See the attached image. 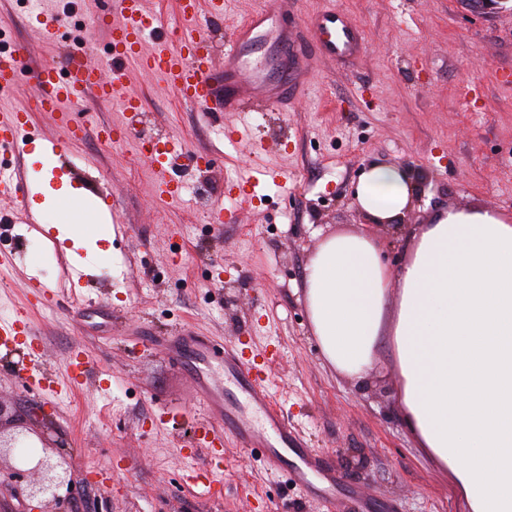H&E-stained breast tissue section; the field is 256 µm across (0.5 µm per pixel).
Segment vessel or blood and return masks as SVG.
I'll return each instance as SVG.
<instances>
[{
	"label": "vessel or blood",
	"mask_w": 512,
	"mask_h": 512,
	"mask_svg": "<svg viewBox=\"0 0 512 512\" xmlns=\"http://www.w3.org/2000/svg\"><path fill=\"white\" fill-rule=\"evenodd\" d=\"M37 7L31 21L43 43L56 44L64 15L57 0H35ZM281 0L250 13L238 24L224 48V68L215 70L208 51V31L203 15L215 19L224 16V0H178L180 33L176 42L157 35L162 26L159 16L145 10L143 0H112L109 9L96 18V25L106 33L111 48V77H104L88 60L84 42L70 46L66 79H58L53 64L31 65L26 43H13L0 51V95L15 91L22 83L34 85L36 94L28 108L11 110L0 116V154L23 153L30 138L29 115L50 113L66 140L80 139L93 133L108 144H121L137 138L134 119L143 110L138 95L122 92L123 69L135 63L140 70L157 75L183 103L204 112H246L253 104L277 111L298 98L310 82L314 63L328 58L344 65H356L366 52L361 28L343 10L325 8L313 15L306 25L288 21L271 28L275 14L283 13ZM265 44L274 64L263 67L253 62L257 44ZM117 102L122 119L89 127L74 122L76 108L91 109L101 103ZM195 153L176 140L150 156L153 173L152 191L161 198L179 200L183 188L168 173L179 162H194ZM24 345L28 356H37L43 343L32 327L30 309L19 307L12 317L0 319V346ZM169 353L191 358L203 364L220 362L224 376L245 396L233 401L216 389L206 372L198 373V402L219 417L221 425L212 429L205 443V453L212 469L224 468V437L232 435L243 449L260 454L267 470L281 478L303 485L307 474L318 462L305 447L296 428L273 408L266 386L264 366L244 359L240 351L225 352L221 344L193 331H183L166 340ZM90 373L88 355L83 347H74L60 377L57 391L80 388Z\"/></svg>",
	"instance_id": "b4317fda"
}]
</instances>
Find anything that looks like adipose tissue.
<instances>
[{
	"label": "adipose tissue",
	"instance_id": "obj_1",
	"mask_svg": "<svg viewBox=\"0 0 512 512\" xmlns=\"http://www.w3.org/2000/svg\"><path fill=\"white\" fill-rule=\"evenodd\" d=\"M413 182L411 168L380 159L356 199L373 219L397 221ZM305 301L342 374L363 377L380 336H391L421 447L451 471L468 512H512V221L487 209L441 212L393 274L365 235L328 237L306 268Z\"/></svg>",
	"mask_w": 512,
	"mask_h": 512
}]
</instances>
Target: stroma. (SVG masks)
I'll return each mask as SVG.
<instances>
[{"label": "stroma", "instance_id": "35a3bbf8", "mask_svg": "<svg viewBox=\"0 0 512 512\" xmlns=\"http://www.w3.org/2000/svg\"><path fill=\"white\" fill-rule=\"evenodd\" d=\"M335 7L363 29L367 51L347 67L317 63L305 97L288 111L202 112L182 104L158 77L128 66L124 89L144 103L140 129L174 136L205 164L174 167L185 192L155 196L148 161L134 141L95 136L53 160L31 152L0 161L34 189L0 200V318L24 299L27 277L57 294L30 316L43 339V371L60 374L83 343L91 375L74 394L35 387L16 369L24 352L0 349V404L21 423L49 420L76 481L48 512H459L453 476L421 448L405 420L397 366L383 352L363 379L341 374L322 355L304 299L305 268L332 235L366 233L389 272L408 259L412 236L447 209H488L512 218V0L473 11L468 0H296L299 19ZM64 40L43 44L22 0H0V42L28 43L35 62L62 63ZM238 131L229 140L228 131ZM415 173L399 224L368 219L355 191L377 159ZM276 168L285 177L243 202L229 182ZM110 196L109 223L44 205V185L62 179ZM222 203L235 223L214 224ZM40 212H33V204ZM50 247L49 257L35 250ZM90 277L78 286L77 260ZM271 345L269 391L320 459L309 487L274 479L233 439L224 445L219 491L187 485L203 467L194 445L209 418L183 359L155 347L177 329ZM166 423L155 426L158 412Z\"/></svg>", "mask_w": 512, "mask_h": 512}]
</instances>
